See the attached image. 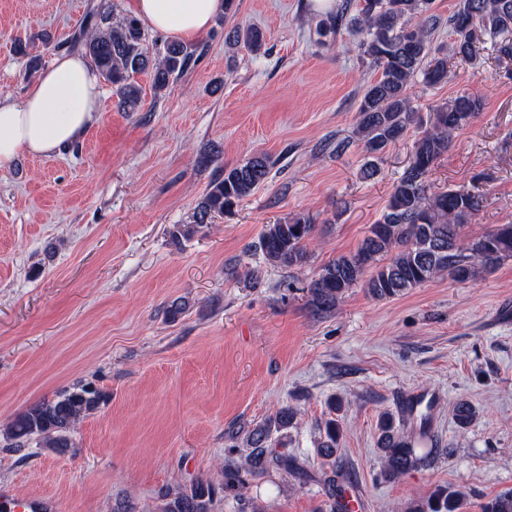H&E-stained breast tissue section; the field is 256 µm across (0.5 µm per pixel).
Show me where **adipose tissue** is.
Here are the masks:
<instances>
[{
  "instance_id": "ef3b65f1",
  "label": "adipose tissue",
  "mask_w": 512,
  "mask_h": 512,
  "mask_svg": "<svg viewBox=\"0 0 512 512\" xmlns=\"http://www.w3.org/2000/svg\"><path fill=\"white\" fill-rule=\"evenodd\" d=\"M224 0H135L134 14L151 29L187 42L206 31ZM103 91L92 62L78 52L54 57L14 100H0V172L20 154L49 157L80 140L97 122Z\"/></svg>"
}]
</instances>
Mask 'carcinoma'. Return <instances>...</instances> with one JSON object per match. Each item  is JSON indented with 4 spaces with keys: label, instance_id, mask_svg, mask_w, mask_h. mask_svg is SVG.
<instances>
[{
    "label": "carcinoma",
    "instance_id": "obj_1",
    "mask_svg": "<svg viewBox=\"0 0 512 512\" xmlns=\"http://www.w3.org/2000/svg\"><path fill=\"white\" fill-rule=\"evenodd\" d=\"M333 23L347 25L358 55L379 71L364 92L354 129L356 141L375 156L420 123L410 93L415 79L420 76L423 83L436 85L448 77V57L432 55L437 19L431 13V0H359L356 15L350 17L343 9ZM448 24L455 34V55L475 59L477 44L490 39L499 57L512 59V0H459ZM74 45L112 85L117 107L124 112H137L141 107L142 86L135 75H149L154 96L160 98L170 81L189 69L198 51L194 45L175 41L161 49L151 47L137 18L114 16L107 7L89 15ZM225 45L232 51L242 46L255 53L264 46V38L257 30L236 29L226 36ZM481 107V98L466 91L434 106L430 125L419 132L412 158L393 184L381 218L370 226L355 253L328 262L310 281L308 305L314 315L336 312L348 289L359 283L371 297L390 299L441 275L465 283L512 259V224H499L476 239L461 237L462 226L479 208L478 196L469 189L450 187L432 197L426 193L435 163L448 152L454 134L468 126ZM272 168L270 157L262 153L224 168L198 201L195 223L206 224L212 214L230 211L268 180ZM313 230L310 219L300 215L265 225L259 242L264 259L287 269L304 266ZM104 402L101 391L77 383L11 417L0 436L14 452L33 444L63 455L73 445L77 425ZM295 417L296 410L285 405L262 423L231 430L221 478H198L188 485L160 488L154 512H214L223 498L233 500L237 512H261L250 490L272 471L298 484L318 482L327 488V500L318 512H345L347 505L337 500L344 489L343 482L336 481L339 420L331 417L320 429L313 466L308 459L278 450L272 441V432L287 431ZM454 417L465 429L476 417L475 407L461 397L454 405ZM378 431L382 474L388 479L427 467L444 452L424 430L407 434L388 412L380 415ZM467 508L466 493L437 487L410 512H466ZM479 508L481 512H512V491L498 494Z\"/></svg>",
    "mask_w": 512,
    "mask_h": 512
}]
</instances>
